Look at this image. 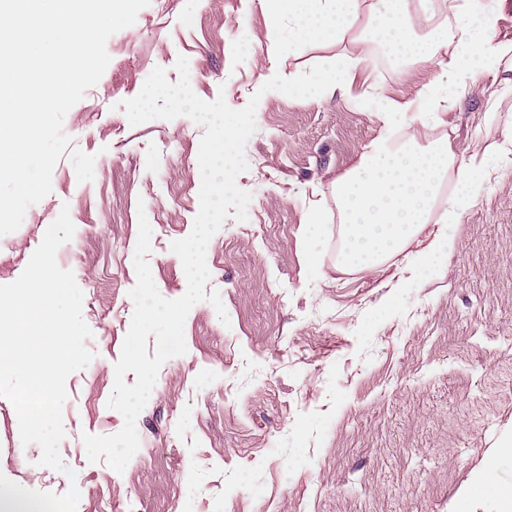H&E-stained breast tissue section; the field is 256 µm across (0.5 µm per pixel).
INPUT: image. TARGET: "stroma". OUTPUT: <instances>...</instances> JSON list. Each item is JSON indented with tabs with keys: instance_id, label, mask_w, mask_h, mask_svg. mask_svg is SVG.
Segmentation results:
<instances>
[{
	"instance_id": "obj_1",
	"label": "stroma",
	"mask_w": 512,
	"mask_h": 512,
	"mask_svg": "<svg viewBox=\"0 0 512 512\" xmlns=\"http://www.w3.org/2000/svg\"><path fill=\"white\" fill-rule=\"evenodd\" d=\"M271 46L259 0H151L135 24L111 36L110 63L67 113L71 143L52 191L15 232L0 236V285L14 282L61 209L75 225L57 263L83 292L95 357L66 382V437L59 451L75 479L9 460L20 440L15 408L0 397V474L20 486L64 494L77 512H497L494 495L470 496L493 462L512 487V160L491 157L476 203L454 232L447 272L396 282V255L376 271H342L333 184L379 131L347 98L258 94L260 75L295 77L340 48H294L287 29ZM205 101L234 109L253 95L257 130L238 186L251 193L247 221L227 219L210 240V288L229 316L206 301L189 312L185 355L166 361L136 420L140 447L124 472L86 456L82 433L123 426L108 408L133 313L138 216L152 227L148 257L167 299L187 280L173 241L198 213V151L204 127L180 116L131 125L121 101L154 68L177 81L178 57ZM437 70L377 68L387 97L413 95ZM444 126L458 163L491 145L512 151V52L479 78ZM329 217L304 237L313 204ZM320 271L307 268L304 250Z\"/></svg>"
}]
</instances>
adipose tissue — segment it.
Wrapping results in <instances>:
<instances>
[{"label": "adipose tissue", "instance_id": "1", "mask_svg": "<svg viewBox=\"0 0 512 512\" xmlns=\"http://www.w3.org/2000/svg\"><path fill=\"white\" fill-rule=\"evenodd\" d=\"M261 2L270 26H277L284 17L293 22L295 47L314 41L352 45V54L322 67L314 88L323 97L352 96L359 105H375L381 124L378 136L366 146L358 163L334 184L344 226L339 269H378L388 258L408 252V245L432 222L436 228L429 242L408 252L407 267L444 274L443 260L452 247V232L481 189L480 165H457L450 137L425 142L418 127L444 124L478 77L497 68L506 49L491 43L496 16L487 13L470 21L473 0H445L440 19L426 7L409 14L406 0ZM375 40L386 45L404 66L436 67L443 76L458 77L456 91L433 79L403 101L384 97L373 84L360 95H352L358 74L373 68L370 47ZM448 177L458 190L438 213L435 201Z\"/></svg>", "mask_w": 512, "mask_h": 512}]
</instances>
